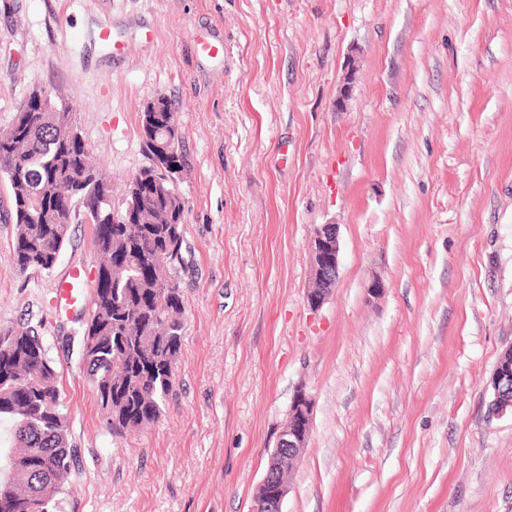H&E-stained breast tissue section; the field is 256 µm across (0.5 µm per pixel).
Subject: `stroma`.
I'll list each match as a JSON object with an SVG mask.
<instances>
[{
    "label": "stroma",
    "mask_w": 512,
    "mask_h": 512,
    "mask_svg": "<svg viewBox=\"0 0 512 512\" xmlns=\"http://www.w3.org/2000/svg\"><path fill=\"white\" fill-rule=\"evenodd\" d=\"M36 88L71 105L114 206L157 96L187 162L173 393L123 438L81 360L87 316L54 311L70 265L96 282L92 225L39 272L0 222V327L43 336L68 409L62 512H251L299 388L283 512H512V414L488 391L512 345V0H0V130ZM330 223L315 310L308 244ZM314 273V285L308 292L307 301L312 309L320 308L327 300L332 284L337 280L339 269V230L337 224L315 227L309 241Z\"/></svg>",
    "instance_id": "stroma-1"
}]
</instances>
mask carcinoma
Here are the masks:
<instances>
[{"instance_id":"obj_1","label":"carcinoma","mask_w":512,"mask_h":512,"mask_svg":"<svg viewBox=\"0 0 512 512\" xmlns=\"http://www.w3.org/2000/svg\"><path fill=\"white\" fill-rule=\"evenodd\" d=\"M163 104L161 112L141 113L148 165L127 185L120 210L78 133L62 126V114L74 126L65 101L33 92L0 131L16 266L52 270L76 215L93 225L102 262L82 361L115 437L162 416L184 335L175 263L185 234L177 182L186 161L182 130L169 101ZM0 420L10 423V447L19 449L0 467V512H60V479L74 449L56 371L33 330L0 329Z\"/></svg>"}]
</instances>
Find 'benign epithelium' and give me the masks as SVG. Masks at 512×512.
<instances>
[{
    "label": "benign epithelium",
    "mask_w": 512,
    "mask_h": 512,
    "mask_svg": "<svg viewBox=\"0 0 512 512\" xmlns=\"http://www.w3.org/2000/svg\"><path fill=\"white\" fill-rule=\"evenodd\" d=\"M356 65L350 59L344 69L336 108L342 109L350 99ZM309 250L314 273V285L308 292L307 301L311 308H320L327 300L332 284L337 280L339 269V230L336 224H322L315 227L309 241ZM493 378L497 381L495 412L512 410V396L502 394L500 386L512 383V360H498ZM313 414V401L303 389L296 390L288 410V429L278 435L271 456L279 464H286L302 455L307 447L309 431L305 428ZM275 464H270L257 487L251 512H282V504L289 493L285 480L275 475Z\"/></svg>",
    "instance_id": "1"
}]
</instances>
